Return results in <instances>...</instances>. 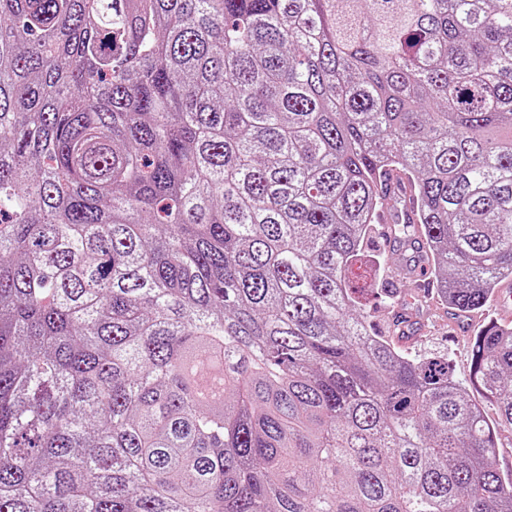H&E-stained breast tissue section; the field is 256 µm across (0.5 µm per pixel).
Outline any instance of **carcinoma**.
<instances>
[{"mask_svg":"<svg viewBox=\"0 0 512 512\" xmlns=\"http://www.w3.org/2000/svg\"><path fill=\"white\" fill-rule=\"evenodd\" d=\"M387 169L393 239L485 308L512 0H0V512H512V328L490 421L351 283Z\"/></svg>","mask_w":512,"mask_h":512,"instance_id":"1","label":"carcinoma"}]
</instances>
